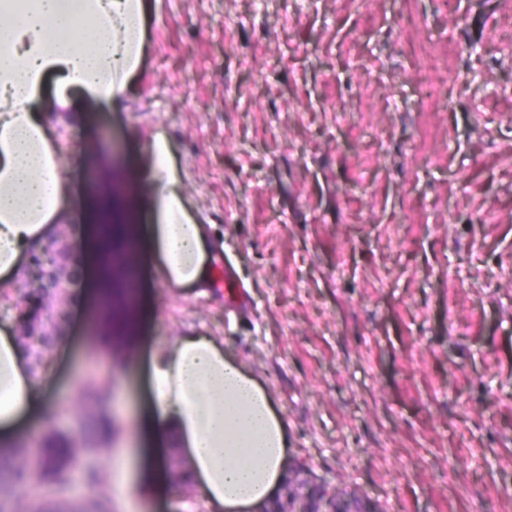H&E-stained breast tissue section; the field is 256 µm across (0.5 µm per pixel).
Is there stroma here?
Listing matches in <instances>:
<instances>
[{
    "instance_id": "1",
    "label": "stroma",
    "mask_w": 512,
    "mask_h": 512,
    "mask_svg": "<svg viewBox=\"0 0 512 512\" xmlns=\"http://www.w3.org/2000/svg\"><path fill=\"white\" fill-rule=\"evenodd\" d=\"M232 42H225V32ZM68 113L70 217L47 250L46 416L24 444L94 449L111 497L112 425L137 419L148 362L178 336L222 337L288 424L290 461L380 512H512V0H148L124 101ZM164 138L189 210L250 295L171 289L141 248L134 358L87 337L81 204L146 172ZM438 159L426 163L425 157Z\"/></svg>"
}]
</instances>
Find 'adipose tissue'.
I'll use <instances>...</instances> for the list:
<instances>
[{"label":"adipose tissue","mask_w":512,"mask_h":512,"mask_svg":"<svg viewBox=\"0 0 512 512\" xmlns=\"http://www.w3.org/2000/svg\"><path fill=\"white\" fill-rule=\"evenodd\" d=\"M144 0H0V294L26 274L30 254L66 222L69 185L50 117L74 96L112 104L129 88L143 49ZM53 97L41 91L50 74ZM148 176L158 221L131 224L125 237L147 241L166 288L214 285L210 227L187 211L163 139ZM35 378L9 328L0 329V437L10 438L41 406ZM151 418L179 448L191 483L210 512H264L288 474V427L260 382L205 334L180 336L150 364ZM138 445L112 456L111 490L125 512H154L169 476L155 463L142 477Z\"/></svg>","instance_id":"obj_1"}]
</instances>
